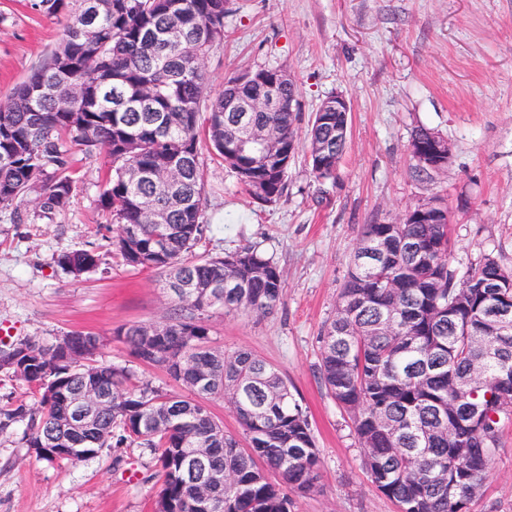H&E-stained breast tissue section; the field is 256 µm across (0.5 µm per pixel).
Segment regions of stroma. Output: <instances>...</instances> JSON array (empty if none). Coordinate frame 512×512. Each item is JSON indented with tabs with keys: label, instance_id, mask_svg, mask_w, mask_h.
Returning a JSON list of instances; mask_svg holds the SVG:
<instances>
[{
	"label": "stroma",
	"instance_id": "obj_1",
	"mask_svg": "<svg viewBox=\"0 0 512 512\" xmlns=\"http://www.w3.org/2000/svg\"><path fill=\"white\" fill-rule=\"evenodd\" d=\"M64 16L30 0H0V103L63 34ZM283 67L296 82L303 117L327 96L350 103L346 152L332 181L316 180L304 153L288 169L275 202L254 200L224 162L205 155L208 228L190 260L253 245L285 279L273 311L210 312L211 347L251 350L273 364L306 409L321 459L315 492L294 494L293 512H396L362 467L347 415L317 372L316 338L336 311L364 225L398 221L429 199L448 210L449 265L464 273L484 255L512 268V0H229L224 39L205 59L211 94L234 73ZM434 129L447 165L417 176L412 133ZM69 208L50 219L14 223L0 213V329L13 341L76 331L105 339L98 359L181 396L185 386L134 358L115 328L162 323L174 300L164 274L124 264L108 238L115 225L98 209L112 167L106 152L72 157ZM98 248L94 270L73 276L62 254ZM26 422L0 431V512H154L160 484L147 448L103 449L77 465L37 460L23 441ZM472 512H512V423Z\"/></svg>",
	"mask_w": 512,
	"mask_h": 512
}]
</instances>
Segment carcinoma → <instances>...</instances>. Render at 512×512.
<instances>
[{"label":"carcinoma","mask_w":512,"mask_h":512,"mask_svg":"<svg viewBox=\"0 0 512 512\" xmlns=\"http://www.w3.org/2000/svg\"><path fill=\"white\" fill-rule=\"evenodd\" d=\"M32 0L31 7L63 15L60 43L0 104V211L22 221L20 203L37 185L35 207L49 218L67 209L73 192L71 156L104 149L112 172L98 206L105 223L122 231L112 247L135 268L175 275L182 288L165 287L177 302L158 325L163 355L146 350L141 337L151 323L121 326L113 336L132 355L156 367L170 358L191 363L206 379L204 390L183 398L125 367L99 363L96 334L78 356L54 341L25 340L36 352L20 375L32 391L30 405L0 408V429L27 421L23 440L39 460L78 464L112 445L131 444L157 454L160 512H291V492L315 490L321 460L308 414L279 371L249 350L224 354L209 345V310L264 314L283 294L274 260L254 247L196 262L183 260L202 237L205 192L200 137L253 199L282 196L299 146L301 113L288 111V93H299L281 67L267 68L261 84L247 72L229 77L212 97L204 59L224 38L228 0ZM273 95V111L226 112L233 98ZM73 98L61 112L57 100ZM341 112H314L307 150L318 180L336 178ZM273 128L278 147L249 143L254 129ZM177 169L171 185L157 177ZM158 211L154 224L148 213ZM448 225L401 219L367 224L349 264L336 315L317 336L322 383L349 416L376 489L397 512H471L512 421V319L487 318L512 299V270L491 256L457 275L448 263ZM100 255L80 249L61 264L78 276L96 268ZM95 386L112 395L89 433L62 427L64 395ZM230 405L247 446L224 431L207 402ZM479 406L478 429L460 418ZM209 454L210 488L184 476L190 449Z\"/></svg>","instance_id":"1"}]
</instances>
